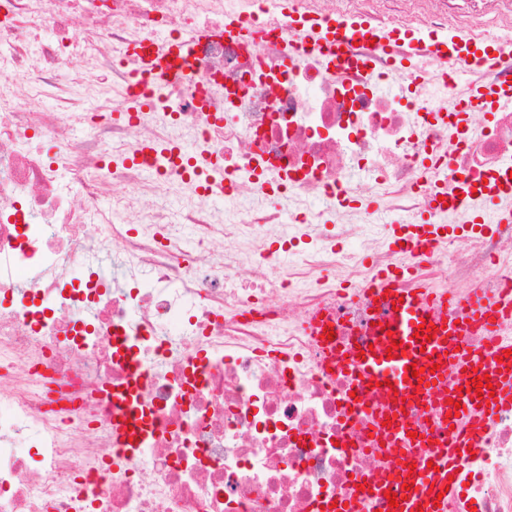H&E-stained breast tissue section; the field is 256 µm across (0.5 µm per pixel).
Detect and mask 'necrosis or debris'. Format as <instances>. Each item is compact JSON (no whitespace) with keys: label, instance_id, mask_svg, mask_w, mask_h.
<instances>
[{"label":"necrosis or debris","instance_id":"1","mask_svg":"<svg viewBox=\"0 0 512 512\" xmlns=\"http://www.w3.org/2000/svg\"><path fill=\"white\" fill-rule=\"evenodd\" d=\"M338 20L392 37L288 39ZM489 24L498 61L426 79L429 45ZM160 34L191 53L131 111L126 49ZM511 77L512 0H0V512H377L448 409L386 416L311 321L372 341L385 269L512 286V198L490 226L481 195L512 176V106L448 105ZM423 214L450 235L404 250ZM482 448L447 512H512V406Z\"/></svg>","mask_w":512,"mask_h":512}]
</instances>
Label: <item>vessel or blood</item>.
<instances>
[{"instance_id":"obj_1","label":"vessel or blood","mask_w":512,"mask_h":512,"mask_svg":"<svg viewBox=\"0 0 512 512\" xmlns=\"http://www.w3.org/2000/svg\"><path fill=\"white\" fill-rule=\"evenodd\" d=\"M360 35L358 27L339 22L330 27L311 26L309 33L303 34L301 40L316 47L354 41ZM190 49L189 41L160 39L154 55L145 60L141 68L152 78H159L170 56L188 54ZM494 49V42H479L464 37L453 39L448 44L451 57L459 61L488 56ZM473 95L484 109L491 110L512 102V83L481 85L474 88ZM369 294L376 303L374 334L383 338L393 337L399 341L400 347L390 351L378 346L365 351L358 345L349 346L350 359L368 382L390 380L394 392L402 396L418 388L426 391L437 386L442 372L448 370L464 373L469 380L484 375L491 378L494 394L486 405L480 406L471 401V392L467 389L448 396L449 401L458 406L457 416L471 421L470 431L457 438L453 447L438 451L432 467L412 475L402 469L394 476L400 503L387 508L386 512H444L443 506L436 503L438 493L445 491L449 478L456 473L459 460L468 457L470 449L477 447L483 423L490 420L496 409L512 405V357L504 355L505 350H512V341L491 339L490 353L485 357L465 355L453 349L451 343L466 332L468 320L474 319L475 315L488 314L493 322L499 317L511 316L512 289H506L503 295L495 298L488 297L481 290H473L468 297L467 312L459 315L451 311L456 303L455 298L432 301L427 289L406 288L399 273L379 276ZM421 326L435 328V335L429 338L418 335L417 329ZM435 361L439 362L440 370L433 374L429 368ZM414 364L426 369L424 380L412 377L410 367Z\"/></svg>"}]
</instances>
